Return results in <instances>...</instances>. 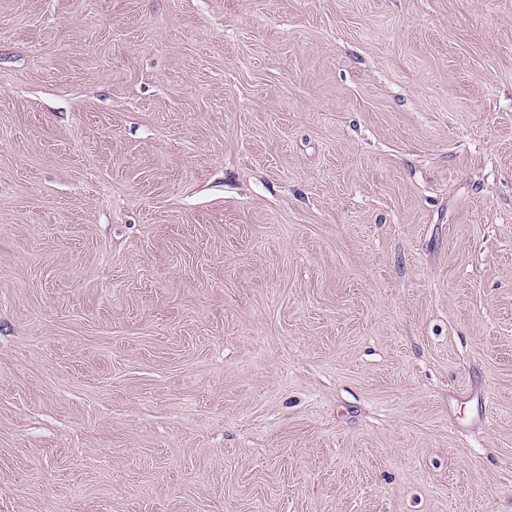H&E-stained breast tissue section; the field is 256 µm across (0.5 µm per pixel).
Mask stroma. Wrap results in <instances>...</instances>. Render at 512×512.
I'll return each mask as SVG.
<instances>
[{"mask_svg":"<svg viewBox=\"0 0 512 512\" xmlns=\"http://www.w3.org/2000/svg\"><path fill=\"white\" fill-rule=\"evenodd\" d=\"M0 512H512V0H0Z\"/></svg>","mask_w":512,"mask_h":512,"instance_id":"35a3bbf8","label":"stroma"}]
</instances>
